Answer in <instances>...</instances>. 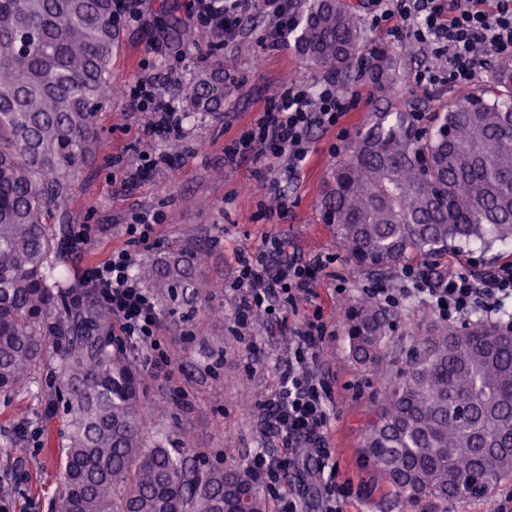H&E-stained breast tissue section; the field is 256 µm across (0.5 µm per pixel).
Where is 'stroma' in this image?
Here are the masks:
<instances>
[{
	"label": "stroma",
	"instance_id": "35a3bbf8",
	"mask_svg": "<svg viewBox=\"0 0 512 512\" xmlns=\"http://www.w3.org/2000/svg\"><path fill=\"white\" fill-rule=\"evenodd\" d=\"M138 21L121 26L112 55V81L119 92L97 113L100 141L96 151L77 169L70 209L77 223L90 229L87 240H75L67 265L80 278L89 265L126 249L143 265L167 249H193L205 244L207 260L196 277L205 284L201 298L171 297L155 289L161 326V347L170 358L155 367L143 354L130 352L148 378L142 399L146 436L167 437L182 446L191 465L206 470L229 468L259 452L277 453L283 439L267 426L264 406L279 386V371L293 347L292 331L322 308L330 334L315 361L318 375L330 384L333 402L328 442L338 470L337 480L351 493L343 512H408L367 463L362 452L364 431L385 388L406 366L417 334L426 328L421 312L427 304L408 299L396 309L394 328L386 339L382 362L357 364L349 351L346 325L354 299L368 288H397L396 275L378 277L360 268L337 244L331 225L322 223L319 204L326 179L358 132L368 128L382 110L368 74L351 77L346 90L353 96L340 128H313L309 162L288 172L285 161L274 163L243 155L230 160L224 148L256 118L272 96L289 81L312 86L324 76L310 66L295 45L273 49L262 43L264 15L251 17L239 40L218 45L215 36L199 30L198 46L183 44L176 26L194 22L196 0H136ZM217 54H208L210 45ZM224 67L220 108L180 120L167 140L153 130L154 116L130 111L123 91L154 67H170L177 86L197 83L216 65ZM436 81L415 83L413 69L400 72L393 98L412 103L423 99L437 105L455 97L448 84V66L435 60ZM165 151L168 166L142 173L148 150ZM287 201L285 218L273 216ZM155 213L149 238L131 241L126 233L135 214ZM276 236L290 256L336 258L323 272L314 297L297 309H282L279 319L262 313L246 319L236 315L237 294L230 287L239 250L262 246ZM512 261V243L483 249L480 243L460 244L447 255L424 260L433 274ZM178 316H170L171 308ZM51 371H43L36 389L0 400V443L11 440L21 453H0V489L6 490L8 512H51L61 489V453L56 446L61 416L47 412L53 392Z\"/></svg>",
	"mask_w": 512,
	"mask_h": 512
}]
</instances>
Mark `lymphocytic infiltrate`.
I'll list each match as a JSON object with an SVG mask.
<instances>
[{
    "mask_svg": "<svg viewBox=\"0 0 512 512\" xmlns=\"http://www.w3.org/2000/svg\"><path fill=\"white\" fill-rule=\"evenodd\" d=\"M369 6L374 23L391 22V35L406 36L410 44L445 57L448 82L458 89H468L484 72L512 59V0H497L491 11L484 9L483 0H396L390 10L384 8L383 0H369ZM255 11L269 19L265 41L274 48L287 45L297 27V0H197L196 17L215 37L232 43ZM171 79L168 71L140 76L125 95L131 109L152 110L154 129L163 133L178 124L170 105L158 94L159 87ZM349 108L334 78L315 86L291 83L234 140L228 154L283 159L289 170H298L309 158L311 128L337 126ZM282 253L281 240L271 237L263 247L237 254L232 286L243 292L237 306L239 316L255 310L272 315L280 306L313 294L327 259L286 260ZM132 268L130 252L113 253L86 268L84 285L111 313L112 324L123 340L151 354L160 342L159 313L153 293L134 276ZM402 276L449 322L478 313L498 315L512 305V261L479 274L452 273L441 282L432 280L417 265L407 266ZM326 334L327 325L318 312L296 331L295 361L282 368L279 392L267 405L271 426L286 447L277 454L260 452L252 457L251 468L259 477L274 481L286 474L294 464L290 450L299 444L311 448L321 464H328L332 457L327 442L331 390L308 364Z\"/></svg>",
    "mask_w": 512,
    "mask_h": 512,
    "instance_id": "lymphocytic-infiltrate-1",
    "label": "lymphocytic infiltrate"
}]
</instances>
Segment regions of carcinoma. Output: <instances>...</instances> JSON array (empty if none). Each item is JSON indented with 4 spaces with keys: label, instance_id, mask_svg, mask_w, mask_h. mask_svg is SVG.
<instances>
[{
    "label": "carcinoma",
    "instance_id": "obj_1",
    "mask_svg": "<svg viewBox=\"0 0 512 512\" xmlns=\"http://www.w3.org/2000/svg\"><path fill=\"white\" fill-rule=\"evenodd\" d=\"M119 33L116 0H0V397L35 384L57 347L50 408L62 406L65 430L55 512H270L247 464L198 472L178 449L144 437L142 379L108 332L111 314L89 297L69 303V201L76 170L97 148ZM297 50L338 75L371 63L382 97L414 52L368 49L347 0H307ZM222 84L191 87L188 113L215 109ZM430 121L431 130L419 127L406 103L373 113L327 180L322 222L376 275L414 253L512 240V64L488 87L435 107ZM202 261L200 249L169 251L137 276L198 296L192 267ZM394 319L373 296L352 308L357 363L380 361ZM364 453L419 512L485 495L512 474V330L477 318L461 329L432 325L367 425Z\"/></svg>",
    "mask_w": 512,
    "mask_h": 512
}]
</instances>
